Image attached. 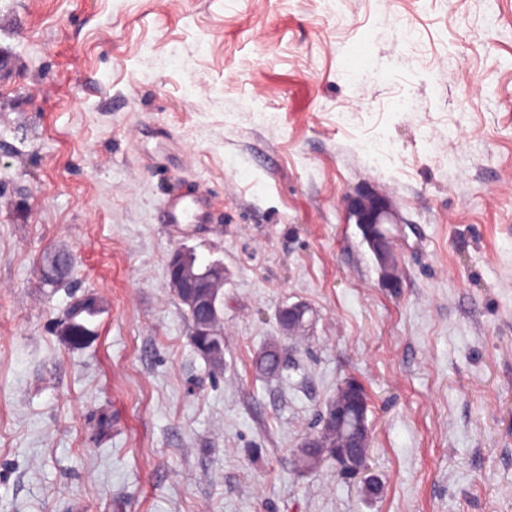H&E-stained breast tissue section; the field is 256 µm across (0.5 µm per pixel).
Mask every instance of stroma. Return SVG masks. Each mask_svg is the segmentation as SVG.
<instances>
[{
    "mask_svg": "<svg viewBox=\"0 0 512 512\" xmlns=\"http://www.w3.org/2000/svg\"><path fill=\"white\" fill-rule=\"evenodd\" d=\"M0 55V512H512V0H0ZM183 188L190 236L157 221ZM360 189L400 216L399 288ZM183 247L224 267L220 370ZM348 379L374 496L294 465ZM210 211L211 204L206 195L186 196L173 191L164 198L158 221L161 224H169L181 233H189L194 231L198 224H210ZM349 219H354L367 235L373 252L385 268L384 283L389 284L394 278L396 259L393 240L386 224H399L395 212L388 200L372 191H362L347 199ZM193 255L191 251L184 249H179L173 253L167 261V268L169 267L170 271L169 286L172 289L176 288L173 291L175 296L186 307L185 312L190 325L193 346L213 369L220 370L224 367V328L221 327L220 316V306L224 298V292L222 291L224 272L220 275L210 269L211 265L215 266L213 263L204 267L198 264L184 265L180 269V276L183 280L189 282L207 281L215 288L200 286L193 289H181L185 287L173 272L176 271L179 262L191 258ZM207 270L208 272H206ZM198 290H202L211 299L212 306L205 314H201L194 303V297ZM64 251H47L41 257V275L44 285L50 288H57L63 284L70 272L63 263ZM97 311L96 299L88 296L73 304L68 312V318L72 321L71 339L74 343H80L85 336L82 334L84 320L87 316H93ZM282 357L276 345L269 346L256 360V369L260 375L270 377L277 375L283 368Z\"/></svg>",
    "mask_w": 512,
    "mask_h": 512,
    "instance_id": "obj_1",
    "label": "stroma"
}]
</instances>
